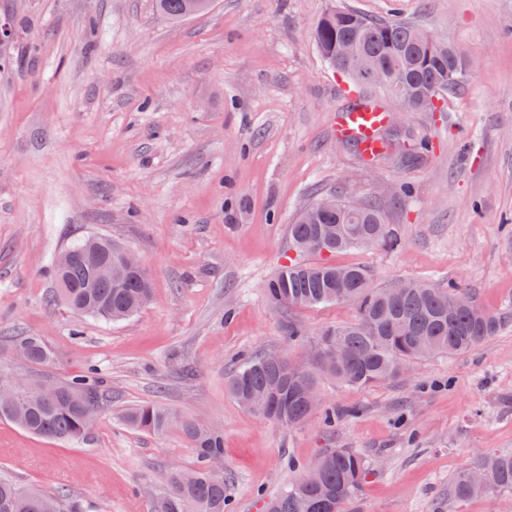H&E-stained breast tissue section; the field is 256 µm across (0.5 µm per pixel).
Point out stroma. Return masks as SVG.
<instances>
[{"label":"stroma","mask_w":512,"mask_h":512,"mask_svg":"<svg viewBox=\"0 0 512 512\" xmlns=\"http://www.w3.org/2000/svg\"><path fill=\"white\" fill-rule=\"evenodd\" d=\"M336 6L404 19L467 61L438 111L385 97L398 145L370 165L336 137L344 77L313 39ZM1 19L15 37L0 44V377L94 368L109 403L71 442L0 420V478L72 512H160L169 467L194 466V453L178 432L122 418L159 402L223 429L226 512H263L293 480L289 460L329 448L374 464L354 512H500L507 496L452 501L448 486L482 454L512 450V0H213L178 24L154 0H0ZM379 188L397 194L386 215L399 247L333 263L367 267L379 287L469 289L500 313L498 333L394 381H322L330 432L317 414L288 429L244 411L226 389L238 360L304 359L289 323L313 336L355 318L348 303L270 301L267 284L298 257L289 224L322 195ZM91 234L151 273L153 299L129 320L79 317L55 297V257ZM17 336L40 337L54 364L16 358Z\"/></svg>","instance_id":"obj_1"}]
</instances>
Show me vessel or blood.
Instances as JSON below:
<instances>
[{"label": "vessel or blood", "instance_id": "vessel-or-blood-1", "mask_svg": "<svg viewBox=\"0 0 512 512\" xmlns=\"http://www.w3.org/2000/svg\"><path fill=\"white\" fill-rule=\"evenodd\" d=\"M345 95L351 104L336 118V135L353 143L363 160L373 161L383 151L380 132L387 125L389 115L381 101L362 91L349 88Z\"/></svg>", "mask_w": 512, "mask_h": 512}]
</instances>
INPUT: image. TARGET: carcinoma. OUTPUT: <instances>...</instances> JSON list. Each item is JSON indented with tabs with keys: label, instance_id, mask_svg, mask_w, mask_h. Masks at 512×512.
<instances>
[{
	"label": "carcinoma",
	"instance_id": "cac0c4a2",
	"mask_svg": "<svg viewBox=\"0 0 512 512\" xmlns=\"http://www.w3.org/2000/svg\"><path fill=\"white\" fill-rule=\"evenodd\" d=\"M158 12L172 22L203 14L212 0H155ZM314 40L326 62L357 84L378 87L392 97H408L413 110L434 105L433 95L454 91L465 76L466 63L453 47L403 20H376L353 9L338 7L317 21ZM330 209L308 217L299 212L288 225L293 248L320 257L312 263L294 262L267 285L269 298L282 307L319 308L350 302L355 321L326 328L309 340L303 328L288 323V341L314 349L311 360L293 364L267 362L264 356L245 357L227 381V390L247 411L293 428L321 410L326 428L336 425L327 407L315 408L308 387L324 378L352 387L394 380L400 369L436 355L468 352L494 335L500 317L477 304L469 290L451 285L434 288L417 281L397 292L377 288L369 271L359 265H336L323 260L350 249L364 248V240L399 246L395 229L387 224L380 199L373 195L353 200L330 196ZM102 236H88L57 256L54 278L58 297L74 312L120 322L138 313L152 298L149 274L122 269L110 280L94 276V267L109 259L98 244ZM15 353L32 366L53 362L51 350L37 336H21ZM61 391L41 398L32 387L0 378V419L46 439L73 441L91 428L87 414L104 409L107 399L96 370L59 381ZM133 429L161 435L178 429L192 448L196 465L168 474L171 493L162 512H224L227 487L213 466L224 457V436L211 426L180 416L157 402H145L124 412ZM309 481L295 478L265 512H343L355 501L372 471L369 460L350 448H331L309 464ZM488 489L512 493V450L493 451L462 468L453 478L449 496L468 499ZM0 512H63L55 495L22 489L0 479Z\"/></svg>",
	"mask_w": 512,
	"mask_h": 512
}]
</instances>
